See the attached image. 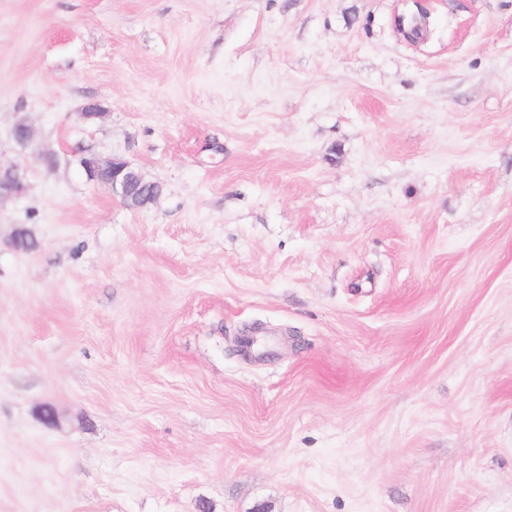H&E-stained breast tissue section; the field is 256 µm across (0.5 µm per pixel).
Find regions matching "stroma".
Returning <instances> with one entry per match:
<instances>
[{
    "label": "stroma",
    "instance_id": "obj_1",
    "mask_svg": "<svg viewBox=\"0 0 512 512\" xmlns=\"http://www.w3.org/2000/svg\"><path fill=\"white\" fill-rule=\"evenodd\" d=\"M22 116L0 512H512V0H0ZM33 137L34 131L27 119L24 117L18 119L12 130V138L15 151L23 159L26 158V153L32 145ZM79 165L88 180L110 188L126 206L135 192L141 197V210L154 204L161 195L160 184L147 180L123 158L102 160L96 154L86 153L80 157Z\"/></svg>",
    "mask_w": 512,
    "mask_h": 512
}]
</instances>
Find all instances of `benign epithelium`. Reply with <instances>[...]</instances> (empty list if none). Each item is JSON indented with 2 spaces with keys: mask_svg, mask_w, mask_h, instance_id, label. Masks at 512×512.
I'll use <instances>...</instances> for the list:
<instances>
[{
  "mask_svg": "<svg viewBox=\"0 0 512 512\" xmlns=\"http://www.w3.org/2000/svg\"><path fill=\"white\" fill-rule=\"evenodd\" d=\"M33 137L34 131L27 119H18L12 130V138L19 156L26 157ZM79 165L88 180L107 186L125 204L137 193L142 200L139 208L145 209L154 204L161 195L160 184L147 180L123 158L102 160L94 153H86L80 157ZM27 187L26 163L15 161L0 166V201L23 195Z\"/></svg>",
  "mask_w": 512,
  "mask_h": 512,
  "instance_id": "benign-epithelium-1",
  "label": "benign epithelium"
}]
</instances>
